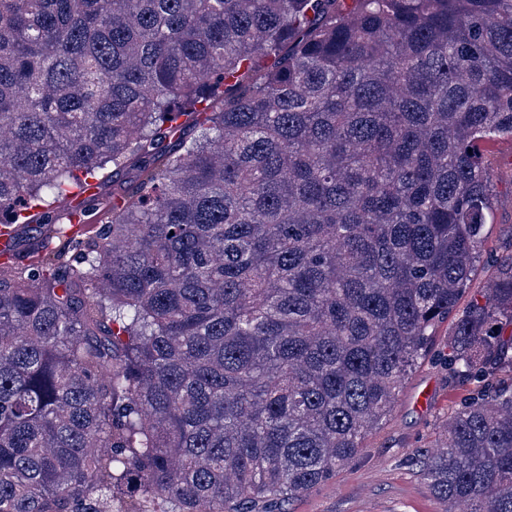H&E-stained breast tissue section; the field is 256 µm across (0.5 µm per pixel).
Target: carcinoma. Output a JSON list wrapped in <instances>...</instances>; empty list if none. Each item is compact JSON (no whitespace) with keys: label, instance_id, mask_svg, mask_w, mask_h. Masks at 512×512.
<instances>
[{"label":"carcinoma","instance_id":"1","mask_svg":"<svg viewBox=\"0 0 512 512\" xmlns=\"http://www.w3.org/2000/svg\"><path fill=\"white\" fill-rule=\"evenodd\" d=\"M0 0V512H265L386 418L483 262L512 0ZM189 128L163 152L167 131ZM95 235L96 172L134 166ZM421 474L512 512V255Z\"/></svg>","mask_w":512,"mask_h":512}]
</instances>
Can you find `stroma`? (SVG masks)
I'll return each instance as SVG.
<instances>
[{"instance_id":"1","label":"stroma","mask_w":512,"mask_h":512,"mask_svg":"<svg viewBox=\"0 0 512 512\" xmlns=\"http://www.w3.org/2000/svg\"><path fill=\"white\" fill-rule=\"evenodd\" d=\"M482 153L492 193L484 252L494 260L512 254V141L484 143ZM453 328L450 320L438 327L431 357L410 373L389 416L357 456L333 479L291 502L289 512H444L417 458L433 451L444 421L471 392L449 377L442 360Z\"/></svg>"}]
</instances>
